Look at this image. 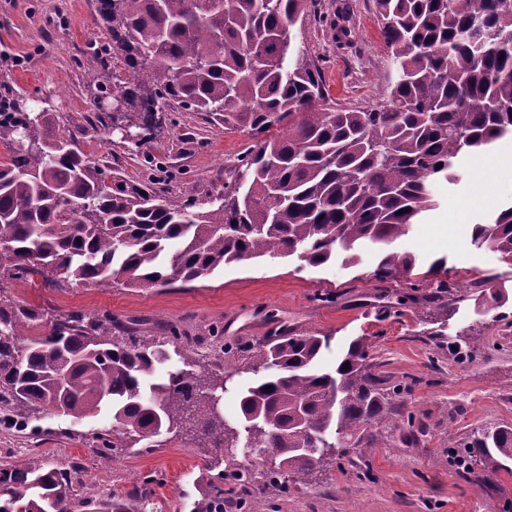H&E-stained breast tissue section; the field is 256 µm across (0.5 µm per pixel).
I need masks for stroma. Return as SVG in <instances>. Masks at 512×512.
Instances as JSON below:
<instances>
[{
	"mask_svg": "<svg viewBox=\"0 0 512 512\" xmlns=\"http://www.w3.org/2000/svg\"><path fill=\"white\" fill-rule=\"evenodd\" d=\"M99 0H0V95L10 92L49 108L56 128L74 135L94 159L120 167L128 180L152 179L167 196L207 201L230 181L254 138L204 123L190 112L172 113L147 154L131 153L120 133L97 120L94 89L87 83L88 46L107 43ZM296 43L315 63L337 108L382 104L396 77L381 36L374 0H315L294 28ZM497 168L477 174V156L462 159L458 184L436 188L438 203L425 212L401 250L423 260L447 257L449 278L465 298L447 320L448 335L466 334L477 350L472 364H459L436 348L425 332L429 312L378 317L395 301L367 278L374 251L348 268L334 262L300 267L264 257L216 270L188 286L128 288L45 285L41 275L5 278L0 286L15 300L53 314H109L134 324L141 342L167 350L193 348L204 377L222 374L216 340L245 350L290 325L301 333L330 336L324 368L336 365L356 337H366L374 370L399 384L396 412H413L414 425L387 424L375 447L348 449L311 473L287 474L277 484L250 486L225 495L224 512H505L512 476L482 475L472 482L448 464L449 444L473 429L512 424V337L481 314L472 283L496 274L512 280V265L470 244L469 225L512 204V138L486 154ZM465 208L463 223L446 227L438 218L449 206ZM112 427L108 411L82 424L53 413L35 414L27 428L0 421V468L30 458L75 470L72 512L86 503L108 502L146 486V512H193L200 492L218 473L233 471L237 448H218L206 437L180 431L155 437L153 449L134 445L98 456L91 435Z\"/></svg>",
	"mask_w": 512,
	"mask_h": 512,
	"instance_id": "stroma-1",
	"label": "stroma"
}]
</instances>
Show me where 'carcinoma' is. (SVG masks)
<instances>
[{
  "label": "carcinoma",
  "instance_id": "carcinoma-1",
  "mask_svg": "<svg viewBox=\"0 0 512 512\" xmlns=\"http://www.w3.org/2000/svg\"><path fill=\"white\" fill-rule=\"evenodd\" d=\"M307 0H100L109 44L91 47L106 67L123 56L125 77L92 69L97 100L121 101L112 125L141 124L144 150L157 113L200 112L260 141L235 165L220 204L178 202L153 183L127 180L55 132L50 113L19 99L0 104V273H39L50 285L120 281L130 288L193 283L215 269L269 256L311 267L342 255L361 265L364 243L380 246L371 277L404 284L395 309L451 311L462 300L445 257L423 265L392 245L435 205L434 184L457 183L459 160L512 135V0H375L397 78L380 109L325 105L316 66L295 44ZM442 168H437L438 163ZM472 245L512 264V205L470 225ZM505 284L494 294V321ZM47 321L48 333L25 332ZM112 316L52 315L0 295V407L23 426L40 411L80 424L106 409L112 435L97 433L109 458L116 440L136 445L191 425L216 446L259 448L278 461L264 473H306L349 448L372 445L370 428L392 420L400 388L372 371L363 338L336 368L320 366L329 337L288 331L250 356L251 385L239 389L237 428L218 411L225 373L207 383L192 351L170 354L124 337ZM463 362L470 345L448 341ZM271 387L265 391V387ZM465 474L512 475V426L475 430L448 445ZM71 473L37 459L0 469V512H70ZM129 499L110 512H140ZM224 488L208 484L195 512H224Z\"/></svg>",
  "mask_w": 512,
  "mask_h": 512
}]
</instances>
